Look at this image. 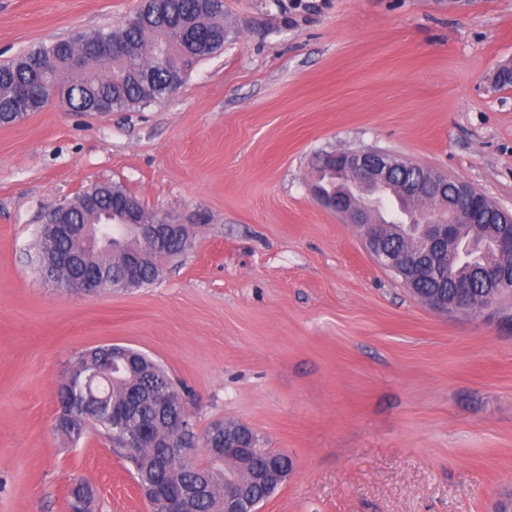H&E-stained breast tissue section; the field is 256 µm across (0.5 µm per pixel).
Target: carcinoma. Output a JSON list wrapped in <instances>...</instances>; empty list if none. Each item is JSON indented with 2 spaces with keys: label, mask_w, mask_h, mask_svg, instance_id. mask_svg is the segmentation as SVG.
Wrapping results in <instances>:
<instances>
[{
  "label": "carcinoma",
  "mask_w": 512,
  "mask_h": 512,
  "mask_svg": "<svg viewBox=\"0 0 512 512\" xmlns=\"http://www.w3.org/2000/svg\"><path fill=\"white\" fill-rule=\"evenodd\" d=\"M224 27V0H152L147 14L134 24L121 23L108 30L78 33L34 48L19 57L0 62V124L12 123L11 113L21 92L31 100L28 111L43 108L41 94L46 85L57 87L71 109L78 112H111L116 109H134L160 99L172 82L171 71L180 72L186 79L194 68L207 57L221 51L228 39ZM168 58L163 67L157 51ZM128 193L115 187V193L100 195L98 207L86 208L82 202L74 206L73 216L80 221L95 223L101 219L97 209H121ZM472 239L467 255L452 252L449 261L442 265L440 280L443 291L456 293L455 284L460 280H473L474 292L485 300L477 271L504 259L497 256L491 245L466 232ZM125 244L123 234L109 228L103 238L92 240V245L82 252L84 266L118 269L123 263ZM159 255L149 254L140 270V286L155 281L154 271ZM135 357L130 366L106 368L103 377L83 392L68 425L57 432L72 440H79L93 430L112 446L125 451V458L135 475L152 477L154 462L161 449L159 443L170 434V412L160 410L151 400L154 384L170 385V406L181 410V395L172 385L168 373L145 354L125 348ZM99 360L97 348L78 355L58 386L63 394L69 383L82 377ZM137 402V410L117 426L112 423L103 404L121 405ZM150 424L153 439L137 448L128 447L129 441L144 424ZM239 423L215 421L201 435H192L201 445L197 458L171 457V477L181 483L206 481L204 492L198 498L196 512H224V475H236L241 491L254 503L269 498L273 491L260 483L255 474L267 456L277 457L287 469H292L291 459L284 452L258 448L243 457L234 449L224 447V428H234Z\"/></svg>",
  "instance_id": "obj_1"
}]
</instances>
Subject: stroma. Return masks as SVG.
Listing matches in <instances>:
<instances>
[{
    "instance_id": "stroma-1",
    "label": "stroma",
    "mask_w": 512,
    "mask_h": 512,
    "mask_svg": "<svg viewBox=\"0 0 512 512\" xmlns=\"http://www.w3.org/2000/svg\"><path fill=\"white\" fill-rule=\"evenodd\" d=\"M141 0H0V61L110 29ZM230 38L134 110L0 125V512H149L121 449L54 429L70 362L138 349L196 431L287 453L260 512H498L512 498V298L430 310L309 194L318 154L374 148L512 211V0H224ZM96 183L188 224L152 285L81 297L31 257Z\"/></svg>"
}]
</instances>
